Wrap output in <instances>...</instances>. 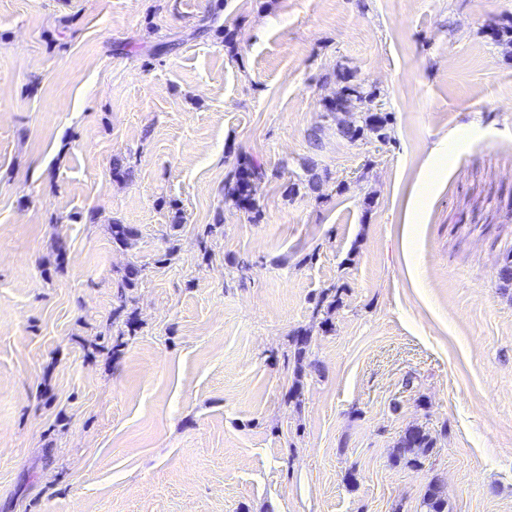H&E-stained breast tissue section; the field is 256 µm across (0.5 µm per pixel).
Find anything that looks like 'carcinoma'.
I'll use <instances>...</instances> for the list:
<instances>
[{"label":"carcinoma","mask_w":512,"mask_h":512,"mask_svg":"<svg viewBox=\"0 0 512 512\" xmlns=\"http://www.w3.org/2000/svg\"><path fill=\"white\" fill-rule=\"evenodd\" d=\"M372 99L360 84L345 77L336 79V92L331 100L329 111L336 113H349L353 110L360 113L355 122H346L336 118V128L340 135L352 142L373 135L381 142L389 143L392 139V113L371 111ZM266 176L263 164L257 160L244 159L238 163L234 170L230 186L227 189V198L238 208L250 210L254 208L252 189L253 185L262 181ZM113 243L128 247L136 236L133 227L127 224H114L111 227ZM141 269L131 266L124 274L117 293L119 305L114 309L115 316H121L126 307L125 289L137 285ZM436 441L425 431L419 428H410L400 436L396 444L394 458L403 461L412 467L424 464V461L433 453ZM424 512H448V500L443 497L436 484L428 485L423 498Z\"/></svg>","instance_id":"1"}]
</instances>
